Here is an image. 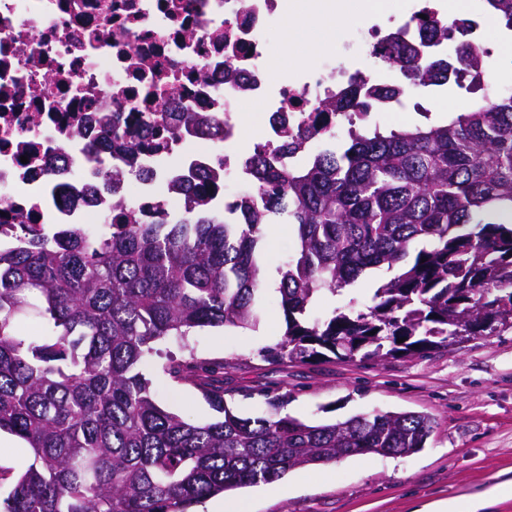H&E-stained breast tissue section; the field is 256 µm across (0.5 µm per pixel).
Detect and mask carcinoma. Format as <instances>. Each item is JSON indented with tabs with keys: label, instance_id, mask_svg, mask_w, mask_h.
Wrapping results in <instances>:
<instances>
[{
	"label": "carcinoma",
	"instance_id": "carcinoma-1",
	"mask_svg": "<svg viewBox=\"0 0 512 512\" xmlns=\"http://www.w3.org/2000/svg\"><path fill=\"white\" fill-rule=\"evenodd\" d=\"M484 2L512 31V0ZM387 54L409 91L462 83L451 61L434 62L440 79L395 37ZM457 62L476 81L485 73L465 48ZM351 96L373 112L395 92L357 81ZM348 135L291 170L254 148L243 162L253 193L222 210L200 201L139 223L121 209L100 233L0 224V431L30 453L0 512H189L299 468L425 448L432 414L244 418L224 402L230 362L170 357L159 373L223 414L190 421L158 404L142 372L161 342L187 348L199 329L259 324L269 224L291 226L296 247L277 268L285 329L265 359L414 356L512 327V87L445 123ZM381 268L391 276L359 308L348 288Z\"/></svg>",
	"mask_w": 512,
	"mask_h": 512
}]
</instances>
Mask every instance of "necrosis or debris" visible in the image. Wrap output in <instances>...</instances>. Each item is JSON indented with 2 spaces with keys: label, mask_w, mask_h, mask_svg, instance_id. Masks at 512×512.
<instances>
[{
  "label": "necrosis or debris",
  "mask_w": 512,
  "mask_h": 512,
  "mask_svg": "<svg viewBox=\"0 0 512 512\" xmlns=\"http://www.w3.org/2000/svg\"><path fill=\"white\" fill-rule=\"evenodd\" d=\"M287 0H0V224H108L112 207L181 214L224 193L241 158L237 106H263L261 147L290 168L339 123L346 52H383L376 27L353 29L308 76L270 60ZM409 15L396 34L434 44L441 27L488 49L490 19L438 0H382ZM192 124H185L184 115ZM138 144L129 152L128 144ZM123 172L112 182L111 171Z\"/></svg>",
  "instance_id": "obj_1"
}]
</instances>
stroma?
<instances>
[{
    "label": "stroma",
    "instance_id": "obj_1",
    "mask_svg": "<svg viewBox=\"0 0 512 512\" xmlns=\"http://www.w3.org/2000/svg\"><path fill=\"white\" fill-rule=\"evenodd\" d=\"M483 93L453 84L412 92L400 123L440 122L469 111ZM295 249L287 225L264 230L268 288L257 328L197 333V359L230 361L224 397L241 416L273 414L271 401L302 420H342L372 411L436 416L426 448L404 457L356 455L233 491L249 512H414L426 502L475 496L512 481V329L474 336L421 356L350 361L335 356L307 364L271 362L259 351L284 328L276 269ZM160 404L184 417H213L204 397L147 367Z\"/></svg>",
    "mask_w": 512,
    "mask_h": 512
}]
</instances>
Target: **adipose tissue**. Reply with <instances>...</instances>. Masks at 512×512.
<instances>
[{
    "label": "adipose tissue",
    "instance_id": "obj_1",
    "mask_svg": "<svg viewBox=\"0 0 512 512\" xmlns=\"http://www.w3.org/2000/svg\"><path fill=\"white\" fill-rule=\"evenodd\" d=\"M366 6V0H291L283 53L292 55L296 64H308L323 48L327 22Z\"/></svg>",
    "mask_w": 512,
    "mask_h": 512
}]
</instances>
